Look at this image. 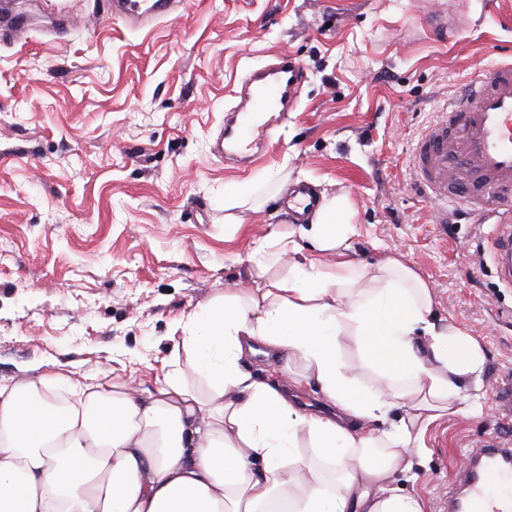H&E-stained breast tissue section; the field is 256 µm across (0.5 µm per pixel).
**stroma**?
Returning <instances> with one entry per match:
<instances>
[{
  "label": "stroma",
  "mask_w": 512,
  "mask_h": 512,
  "mask_svg": "<svg viewBox=\"0 0 512 512\" xmlns=\"http://www.w3.org/2000/svg\"><path fill=\"white\" fill-rule=\"evenodd\" d=\"M433 0H186L133 31L106 0H18L29 39L0 44V378L80 381L165 372L199 302L256 273L254 241L295 223L284 197L225 206L268 175L347 194L357 260L402 255L439 317L484 348V410L425 434L395 485L442 512L459 458L512 445V286L497 225L416 189L410 158L441 107L512 55V0H471L454 38L422 26ZM281 55L306 71L295 110L247 169L211 152L245 73Z\"/></svg>",
  "instance_id": "obj_1"
}]
</instances>
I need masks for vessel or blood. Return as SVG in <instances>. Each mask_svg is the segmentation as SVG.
<instances>
[{
  "label": "vessel or blood",
  "mask_w": 512,
  "mask_h": 512,
  "mask_svg": "<svg viewBox=\"0 0 512 512\" xmlns=\"http://www.w3.org/2000/svg\"><path fill=\"white\" fill-rule=\"evenodd\" d=\"M184 0H111L113 19L141 29L171 17ZM29 22L0 7V37L23 36ZM304 67L288 56L249 70L235 96V115L220 127L218 157L248 167L268 143V127L258 116L288 114L296 105ZM416 187L429 198L454 200L482 218L495 219L501 231L493 241L497 266L512 283V58L492 66L464 85L422 133L412 156ZM318 205L315 192L300 185L288 208L308 214ZM497 480L488 483L486 475ZM446 512H512V448L472 451L444 502Z\"/></svg>",
  "instance_id": "vessel-or-blood-1"
}]
</instances>
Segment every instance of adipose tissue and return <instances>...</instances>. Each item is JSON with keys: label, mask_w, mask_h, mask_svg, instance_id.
Here are the masks:
<instances>
[{"label": "adipose tissue", "mask_w": 512, "mask_h": 512, "mask_svg": "<svg viewBox=\"0 0 512 512\" xmlns=\"http://www.w3.org/2000/svg\"><path fill=\"white\" fill-rule=\"evenodd\" d=\"M355 233L326 193L276 252L256 241L257 276L196 305L153 386L0 380V512H426L394 477L476 412L485 355L398 257L350 259ZM259 344L280 378L245 367Z\"/></svg>", "instance_id": "adipose-tissue-1"}]
</instances>
